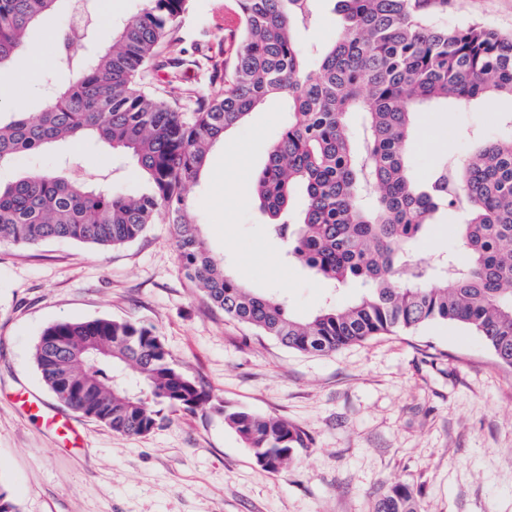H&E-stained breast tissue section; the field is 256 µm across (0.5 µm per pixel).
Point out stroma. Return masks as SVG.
<instances>
[{
    "instance_id": "stroma-1",
    "label": "stroma",
    "mask_w": 512,
    "mask_h": 512,
    "mask_svg": "<svg viewBox=\"0 0 512 512\" xmlns=\"http://www.w3.org/2000/svg\"><path fill=\"white\" fill-rule=\"evenodd\" d=\"M235 0H190L167 34L181 49L185 86L217 94L209 59L221 58ZM69 0L34 28L11 64L22 80L0 107L40 112L46 87L67 82L54 47L67 29ZM439 24L477 22L512 33V0H449ZM43 61L33 65L34 52ZM492 106L423 108L407 155L427 178L445 155L463 159L474 134H506ZM288 120L272 99L211 149L190 192L191 215L213 254L248 287L287 297L305 316L331 292L284 256L251 198L252 179ZM83 169L136 193L135 166L105 145L60 144L17 156L0 180L42 169ZM98 318L153 328L210 405L168 411L149 433L124 437L67 409L44 385L35 345L49 325ZM38 401L80 431L63 440L25 406ZM288 420L307 434L277 471L259 465L215 405ZM409 483L421 512H512V366L480 336L433 323L415 333L372 337L335 355L299 353L225 318L179 268L167 218L136 241L102 249L50 240L0 246V488L19 512H374L394 482Z\"/></svg>"
}]
</instances>
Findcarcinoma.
I'll list each match as a JSON object with an SVG mask.
<instances>
[{"instance_id": "1", "label": "carcinoma", "mask_w": 512, "mask_h": 512, "mask_svg": "<svg viewBox=\"0 0 512 512\" xmlns=\"http://www.w3.org/2000/svg\"><path fill=\"white\" fill-rule=\"evenodd\" d=\"M58 2L0 0V72ZM188 2L147 0L90 63L75 48L92 30L75 42L63 34L57 63L74 80L51 91L35 115H0V167L58 142L94 138L133 162L144 190L91 188L51 170L0 181V245H122L166 215L180 267L209 302L289 349L331 354L443 322L475 332L512 366V136L476 135L463 160L437 161L424 180L406 153L422 106L512 99V35L479 23L441 26L436 15L448 0H337L340 31L313 53L297 34L312 23L318 0H235L233 43L224 61L210 65L223 93L195 92L189 110L177 112L146 92L140 75L164 55L170 88L179 90L183 59L164 37ZM272 97L288 102L290 118L255 178L258 206L290 260L336 288H363L306 318L227 272L188 215L211 146ZM354 114L363 127L359 142L349 134ZM297 192L303 204L295 213ZM448 210L462 213V261L420 250ZM34 360L60 401L120 435L148 433L166 420L164 410L194 411L210 400L172 362L160 336L131 322L55 323L42 332ZM216 411L270 470L307 447L306 433L284 419L227 405ZM375 512H418L412 488L393 483Z\"/></svg>"}]
</instances>
